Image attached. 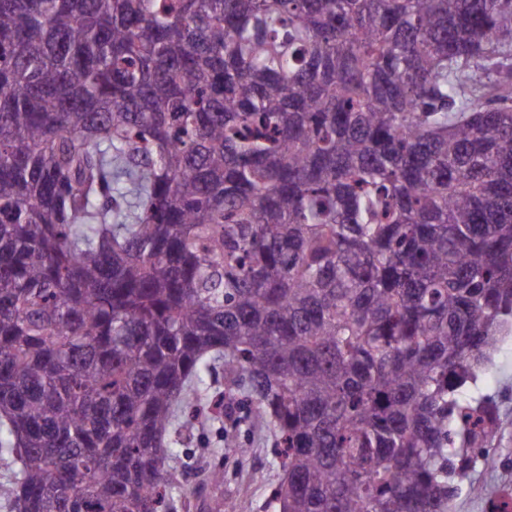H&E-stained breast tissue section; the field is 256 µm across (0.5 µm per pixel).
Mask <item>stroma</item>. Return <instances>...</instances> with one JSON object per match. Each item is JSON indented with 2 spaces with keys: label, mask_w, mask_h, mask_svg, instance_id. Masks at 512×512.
I'll list each match as a JSON object with an SVG mask.
<instances>
[{
  "label": "stroma",
  "mask_w": 512,
  "mask_h": 512,
  "mask_svg": "<svg viewBox=\"0 0 512 512\" xmlns=\"http://www.w3.org/2000/svg\"><path fill=\"white\" fill-rule=\"evenodd\" d=\"M480 393L495 396L500 410L501 438L496 444L499 466H477L460 486L451 512H487L489 499L499 489L512 487V338L503 336L483 366L477 382ZM192 468H178L175 489L185 500L188 512H205L203 504L222 497L226 512H265L278 467L269 443L260 440L255 428L220 432L207 425L198 431L197 446L190 451ZM222 469L221 484L207 483V473Z\"/></svg>",
  "instance_id": "stroma-1"
}]
</instances>
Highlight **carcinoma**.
I'll return each instance as SVG.
<instances>
[{"label": "carcinoma", "mask_w": 512, "mask_h": 512, "mask_svg": "<svg viewBox=\"0 0 512 512\" xmlns=\"http://www.w3.org/2000/svg\"><path fill=\"white\" fill-rule=\"evenodd\" d=\"M512 0H0V485L177 512L213 402L266 512H448L512 332Z\"/></svg>", "instance_id": "1"}]
</instances>
